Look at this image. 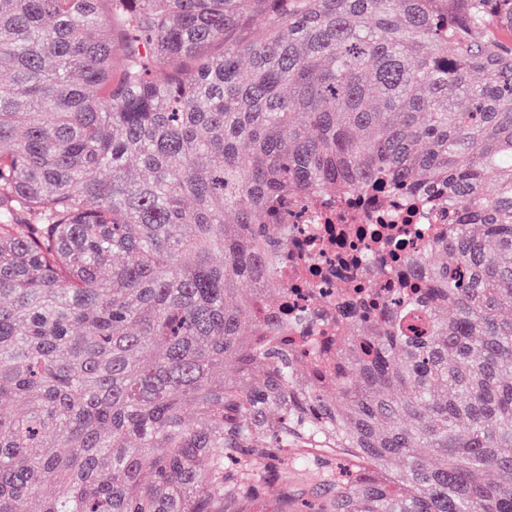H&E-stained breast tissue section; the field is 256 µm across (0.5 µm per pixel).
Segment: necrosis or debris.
Instances as JSON below:
<instances>
[{"label": "necrosis or debris", "instance_id": "4bbe7bcc", "mask_svg": "<svg viewBox=\"0 0 512 512\" xmlns=\"http://www.w3.org/2000/svg\"><path fill=\"white\" fill-rule=\"evenodd\" d=\"M395 211L409 212V237L417 239L421 218L400 199L380 208L365 198L329 199L312 223L279 225V281L287 290L280 321L300 355L333 346L338 302L349 301L359 316L368 303L407 287L403 252L384 244Z\"/></svg>", "mask_w": 512, "mask_h": 512}]
</instances>
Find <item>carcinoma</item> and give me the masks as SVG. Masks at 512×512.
<instances>
[{
    "mask_svg": "<svg viewBox=\"0 0 512 512\" xmlns=\"http://www.w3.org/2000/svg\"><path fill=\"white\" fill-rule=\"evenodd\" d=\"M496 26L512 0H0V512H250L286 448L346 462L330 512H512ZM355 194L454 229L305 367L275 225Z\"/></svg>",
    "mask_w": 512,
    "mask_h": 512,
    "instance_id": "cac0c4a2",
    "label": "carcinoma"
}]
</instances>
